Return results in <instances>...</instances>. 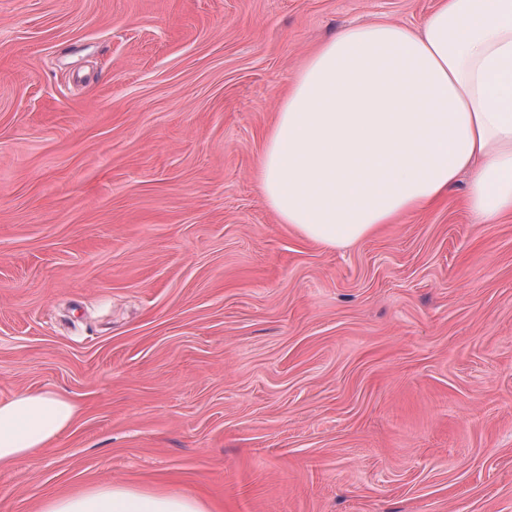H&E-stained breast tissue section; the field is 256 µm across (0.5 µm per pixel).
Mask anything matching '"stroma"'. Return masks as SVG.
Here are the masks:
<instances>
[{"mask_svg":"<svg viewBox=\"0 0 512 512\" xmlns=\"http://www.w3.org/2000/svg\"><path fill=\"white\" fill-rule=\"evenodd\" d=\"M439 0H0V399L79 414L0 512H512V216L461 173L342 249L255 177L306 57ZM40 512H211L201 498L126 483H103L43 501Z\"/></svg>","mask_w":512,"mask_h":512,"instance_id":"obj_1","label":"stroma"}]
</instances>
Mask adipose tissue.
<instances>
[{
  "label": "adipose tissue",
  "instance_id": "ef3b65f1",
  "mask_svg": "<svg viewBox=\"0 0 512 512\" xmlns=\"http://www.w3.org/2000/svg\"><path fill=\"white\" fill-rule=\"evenodd\" d=\"M470 172L474 213H512V0H440L420 29L347 27L304 62L259 157L280 223L326 248L445 196ZM78 407L56 392L0 401V467L58 440ZM40 512H210L201 498L103 483Z\"/></svg>",
  "mask_w": 512,
  "mask_h": 512
}]
</instances>
